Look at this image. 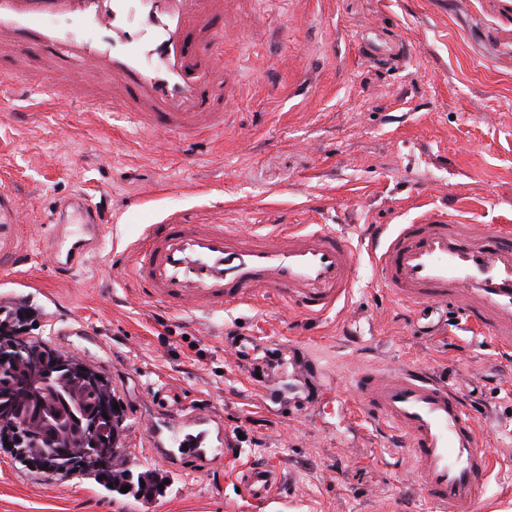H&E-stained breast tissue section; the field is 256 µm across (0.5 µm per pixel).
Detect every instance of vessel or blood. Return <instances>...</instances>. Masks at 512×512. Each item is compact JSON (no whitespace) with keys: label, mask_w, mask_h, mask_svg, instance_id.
Masks as SVG:
<instances>
[{"label":"vessel or blood","mask_w":512,"mask_h":512,"mask_svg":"<svg viewBox=\"0 0 512 512\" xmlns=\"http://www.w3.org/2000/svg\"><path fill=\"white\" fill-rule=\"evenodd\" d=\"M236 0H0V57L25 74L32 60L56 97L77 98L83 83L112 82V96L94 109L123 112L135 127L163 131L183 148L223 134L231 66L226 41L239 27ZM79 66L81 80L69 77ZM82 216V238L65 232L69 209ZM108 218L89 199L60 201L47 236L55 274H72L85 260L87 237L102 240ZM366 252L381 287L411 307L452 305L473 329L512 350V228L450 222L432 210L410 224H374L361 247L343 233L314 227L234 224H152L127 250L125 272L142 297L176 311L220 313L268 296L311 318L348 300L358 254ZM296 376L293 346L270 358L267 375L283 365ZM362 413L393 432L410 471L435 512H479L493 468L475 414L447 379L423 367H377L350 379ZM191 430L172 436L182 469L204 470L211 410L181 407ZM276 471L244 470L238 487L253 502L272 498Z\"/></svg>","instance_id":"1"}]
</instances>
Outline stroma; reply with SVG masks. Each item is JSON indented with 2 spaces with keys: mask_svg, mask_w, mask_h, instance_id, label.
<instances>
[{
  "mask_svg": "<svg viewBox=\"0 0 512 512\" xmlns=\"http://www.w3.org/2000/svg\"><path fill=\"white\" fill-rule=\"evenodd\" d=\"M392 40L396 61L361 41ZM224 56L238 91L222 135L184 152L117 112L37 91L0 74V305L31 313V336L97 367L125 410L122 456L166 479L144 499L79 476L24 470L0 449V512H432L407 485L390 433L357 414L346 376L423 362L471 404L497 466L483 512H512V353L435 309L393 300L360 258L348 302L322 319L264 302L221 314L174 312L141 298L120 271L150 224H326L360 242L366 225L408 224L440 209L470 224L512 225V0H253ZM85 194L112 210L103 244L58 277L40 236L57 200ZM32 254L24 272L9 266ZM82 322L87 337L70 330ZM249 355L224 352L226 332ZM315 364L317 395L278 404L255 387L275 345ZM175 388L224 420L239 459L190 474L149 446L156 393ZM283 474L287 498L255 506L235 489L240 465Z\"/></svg>",
  "mask_w": 512,
  "mask_h": 512,
  "instance_id": "35a3bbf8",
  "label": "stroma"
}]
</instances>
